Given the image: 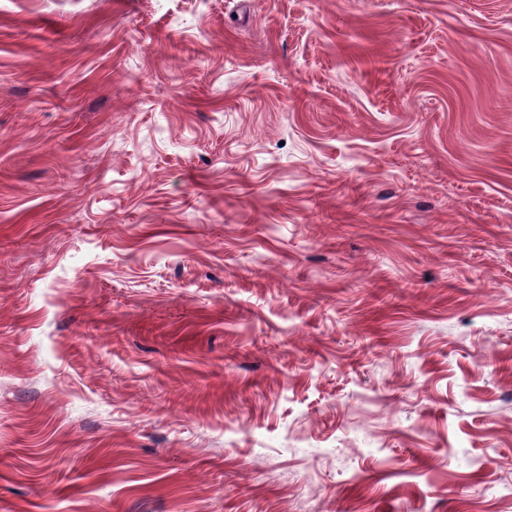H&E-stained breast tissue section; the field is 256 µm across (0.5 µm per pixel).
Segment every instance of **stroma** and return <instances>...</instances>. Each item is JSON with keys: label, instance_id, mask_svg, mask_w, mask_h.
<instances>
[{"label": "stroma", "instance_id": "stroma-1", "mask_svg": "<svg viewBox=\"0 0 512 512\" xmlns=\"http://www.w3.org/2000/svg\"><path fill=\"white\" fill-rule=\"evenodd\" d=\"M0 512H512V0H0Z\"/></svg>", "mask_w": 512, "mask_h": 512}]
</instances>
